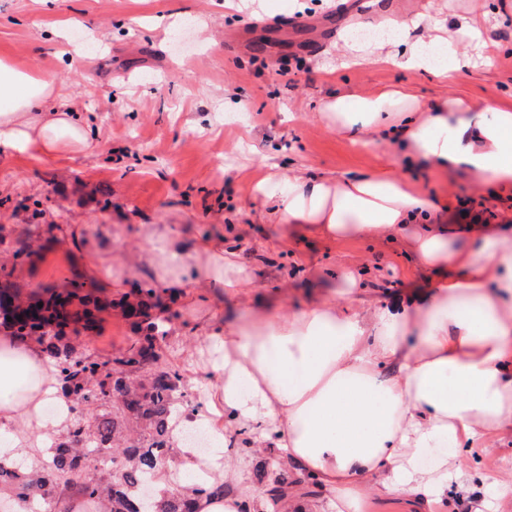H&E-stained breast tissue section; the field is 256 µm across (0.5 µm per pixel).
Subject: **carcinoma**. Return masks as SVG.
<instances>
[{
	"label": "carcinoma",
	"mask_w": 512,
	"mask_h": 512,
	"mask_svg": "<svg viewBox=\"0 0 512 512\" xmlns=\"http://www.w3.org/2000/svg\"><path fill=\"white\" fill-rule=\"evenodd\" d=\"M12 273L0 267V327L44 347L58 368L62 394L75 409L38 472L27 475L0 458V492H9L21 512H74L71 501L61 498V491L71 489L98 512H193L185 494L152 500L143 494L144 482L173 455V420L190 404L183 375L164 358L167 334L152 322L154 298L140 302L134 314L138 337L129 348L100 359L67 335L70 328L76 334L96 330L98 313L112 307L80 294L95 283L61 292L47 288L46 295L24 300L10 281ZM290 482L306 483L308 476L276 483L268 490L270 505L288 496Z\"/></svg>",
	"instance_id": "cac0c4a2"
}]
</instances>
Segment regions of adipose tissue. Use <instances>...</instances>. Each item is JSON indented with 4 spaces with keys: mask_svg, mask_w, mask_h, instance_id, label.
I'll return each instance as SVG.
<instances>
[{
    "mask_svg": "<svg viewBox=\"0 0 512 512\" xmlns=\"http://www.w3.org/2000/svg\"><path fill=\"white\" fill-rule=\"evenodd\" d=\"M320 115L353 139L379 133L438 175L512 187V111L493 102L449 97L425 107L407 89L343 92L330 95ZM86 141L52 78L0 59V152L53 156ZM254 191L274 200L284 228L332 240L398 237L416 267L451 274L406 305L362 308L326 295L291 311L278 296L237 324L205 326L197 352L215 380L194 419L217 442L247 437L249 451L230 465L223 450L202 458L177 446L174 461L157 472L160 488H186L201 475L195 512H240L246 503L269 512L244 472L249 452L272 442L347 508L368 495L444 496L464 473L458 451L493 448L512 434V235L455 245L436 205L388 173L272 171ZM145 236V258L167 293L178 297L213 281L228 296L250 298L251 271L218 242L200 241L194 251L205 262L190 265L168 227ZM69 423L55 361L36 341L1 335L0 445L33 472L49 437ZM447 442L454 453L443 452ZM432 451L437 463L423 466ZM371 473L380 474L378 483H366ZM227 482L235 494L214 495Z\"/></svg>",
    "mask_w": 512,
    "mask_h": 512,
    "instance_id": "obj_1",
    "label": "adipose tissue"
}]
</instances>
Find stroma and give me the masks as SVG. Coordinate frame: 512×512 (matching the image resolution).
<instances>
[{"label": "stroma", "mask_w": 512, "mask_h": 512, "mask_svg": "<svg viewBox=\"0 0 512 512\" xmlns=\"http://www.w3.org/2000/svg\"><path fill=\"white\" fill-rule=\"evenodd\" d=\"M352 2L346 14L336 0H0V56L52 76L88 133L86 145L61 156L0 154V265L13 268L21 296L85 281L87 254L106 259L139 288L154 287V269L139 260L143 224L168 226L188 248L200 238L219 240L252 271V302L278 292L292 310L337 290L340 265L359 268L366 306L408 300L440 278V271L416 268L399 242L299 232L280 245L283 229L253 191L272 163L307 175L397 173L445 204L441 216L461 244H474L482 228L457 217L459 199L490 208V227L512 222V191L475 185L462 173L440 179L378 135L354 142L319 116L329 95L370 96L393 86L409 88L426 105L456 96L512 110V0H481L478 40L458 32L463 0ZM386 11L436 18L457 32L469 66L443 81L396 65L400 45L377 49L371 62L348 57L343 36L372 31ZM285 16L294 27L279 28ZM329 21L337 39L309 52ZM73 224L81 227L76 245L56 231ZM21 243L28 254L17 260ZM207 293L162 306L175 326L167 358L182 367L196 404L213 380L206 359L186 360L196 328L246 313L223 289ZM133 336L116 309L80 343L107 357L127 349Z\"/></svg>", "instance_id": "stroma-1"}]
</instances>
